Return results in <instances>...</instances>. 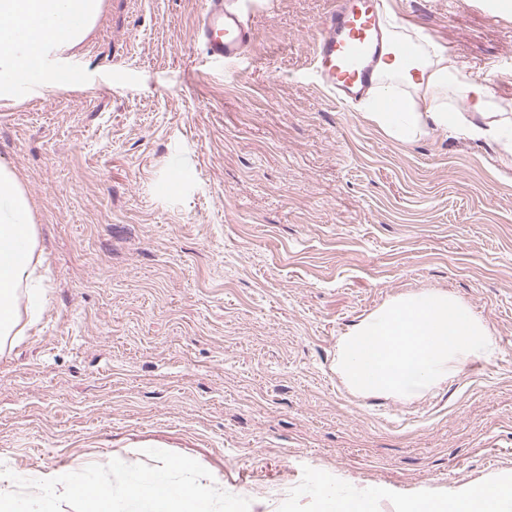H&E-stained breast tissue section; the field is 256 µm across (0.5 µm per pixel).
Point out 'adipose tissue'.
<instances>
[{
	"label": "adipose tissue",
	"instance_id": "1",
	"mask_svg": "<svg viewBox=\"0 0 512 512\" xmlns=\"http://www.w3.org/2000/svg\"><path fill=\"white\" fill-rule=\"evenodd\" d=\"M101 8V0H0V100L11 99L20 80L56 85L58 58L82 45L95 28ZM387 26L388 48L371 93L377 99L397 101L399 109L369 113V120L400 140L436 134L487 139L500 146L501 165L511 166L512 117L497 115L489 88L467 79L443 49L424 36H412L396 16H389ZM411 39L418 43L417 52L406 62L398 46ZM450 93L468 100V113L449 111L446 96ZM36 248L29 200L15 170L0 162L1 343L21 335L22 319L34 322L41 314ZM22 292L29 303L24 315L17 304ZM511 502V484L491 490L476 486L446 499L409 502L405 512H504Z\"/></svg>",
	"mask_w": 512,
	"mask_h": 512
}]
</instances>
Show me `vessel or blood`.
<instances>
[{"instance_id": "obj_1", "label": "vessel or blood", "mask_w": 512, "mask_h": 512, "mask_svg": "<svg viewBox=\"0 0 512 512\" xmlns=\"http://www.w3.org/2000/svg\"><path fill=\"white\" fill-rule=\"evenodd\" d=\"M193 38L206 62L234 66L251 54L250 14L240 0H204ZM383 47L377 0H332L317 23L313 68L338 107L371 86Z\"/></svg>"}]
</instances>
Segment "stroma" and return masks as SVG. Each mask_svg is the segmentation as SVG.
<instances>
[{
    "mask_svg": "<svg viewBox=\"0 0 512 512\" xmlns=\"http://www.w3.org/2000/svg\"><path fill=\"white\" fill-rule=\"evenodd\" d=\"M512 113V19L383 0ZM204 0H103L63 70L0 101V161L34 210L47 302L0 349V461L66 474L140 445L188 456L249 512H374L512 483V170L494 142H401L319 87L327 0H253V62H202ZM444 291L497 344L405 398L360 395L338 343Z\"/></svg>",
    "mask_w": 512,
    "mask_h": 512,
    "instance_id": "stroma-1",
    "label": "stroma"
}]
</instances>
